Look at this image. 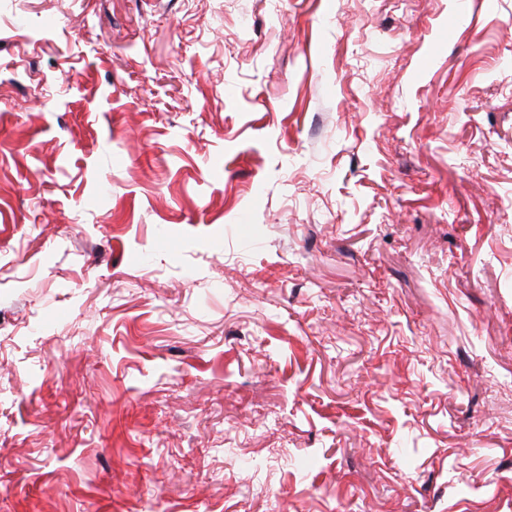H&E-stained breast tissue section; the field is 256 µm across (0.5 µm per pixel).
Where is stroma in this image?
Segmentation results:
<instances>
[{
  "label": "stroma",
  "instance_id": "stroma-1",
  "mask_svg": "<svg viewBox=\"0 0 512 512\" xmlns=\"http://www.w3.org/2000/svg\"><path fill=\"white\" fill-rule=\"evenodd\" d=\"M0 512H512V0H0Z\"/></svg>",
  "mask_w": 512,
  "mask_h": 512
}]
</instances>
